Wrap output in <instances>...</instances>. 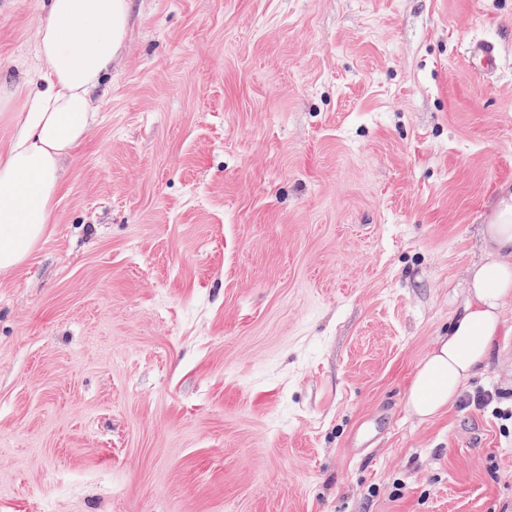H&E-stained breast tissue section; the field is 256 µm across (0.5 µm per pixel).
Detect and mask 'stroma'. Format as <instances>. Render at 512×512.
Masks as SVG:
<instances>
[{
  "mask_svg": "<svg viewBox=\"0 0 512 512\" xmlns=\"http://www.w3.org/2000/svg\"><path fill=\"white\" fill-rule=\"evenodd\" d=\"M93 105L0 276V512H512V343L405 408L512 183V0H130ZM469 56L491 73L497 66L498 54L495 46L486 41L472 42L468 48Z\"/></svg>",
  "mask_w": 512,
  "mask_h": 512,
  "instance_id": "1",
  "label": "stroma"
}]
</instances>
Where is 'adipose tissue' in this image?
<instances>
[{
    "mask_svg": "<svg viewBox=\"0 0 512 512\" xmlns=\"http://www.w3.org/2000/svg\"><path fill=\"white\" fill-rule=\"evenodd\" d=\"M129 0H48L36 34L35 78L0 85V101L25 104L0 153V275L19 268L43 239L63 185V160L81 145L97 114L92 95L125 44ZM484 256L468 269L465 300L447 336L416 366L405 406L422 421L443 415L469 379L483 373L512 335V186H501Z\"/></svg>",
    "mask_w": 512,
    "mask_h": 512,
    "instance_id": "ef3b65f1",
    "label": "adipose tissue"
}]
</instances>
